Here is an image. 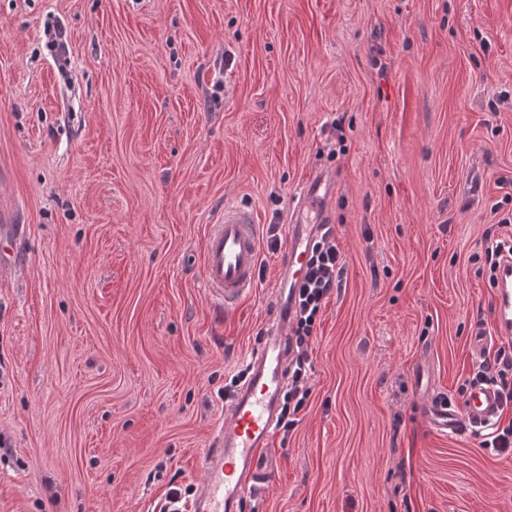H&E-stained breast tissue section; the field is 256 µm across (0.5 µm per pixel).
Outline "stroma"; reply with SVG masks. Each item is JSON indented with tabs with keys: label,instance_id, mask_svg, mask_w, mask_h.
<instances>
[{
	"label": "stroma",
	"instance_id": "1",
	"mask_svg": "<svg viewBox=\"0 0 512 512\" xmlns=\"http://www.w3.org/2000/svg\"><path fill=\"white\" fill-rule=\"evenodd\" d=\"M66 48L60 67L43 31ZM345 265L311 395L244 512H512V455L423 421L493 337L512 236V0H0V512L194 487L276 294L202 278L208 224H285L317 165ZM512 239H497L484 252V266L489 270V280L496 271L491 287L494 292V327L495 334L501 338L512 337Z\"/></svg>",
	"mask_w": 512,
	"mask_h": 512
}]
</instances>
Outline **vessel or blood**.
<instances>
[{"label":"vessel or blood","mask_w":512,"mask_h":512,"mask_svg":"<svg viewBox=\"0 0 512 512\" xmlns=\"http://www.w3.org/2000/svg\"><path fill=\"white\" fill-rule=\"evenodd\" d=\"M338 187L331 168H317L301 183L288 213L279 248L281 282L299 284L313 244L323 224L329 223ZM258 219L244 205H225L205 239L203 279L215 306L229 310L254 287L260 257ZM495 334L512 337V255L504 256L492 284ZM286 319H270L253 348L249 377L228 400L224 421L198 464L203 479L196 489L193 512H241L243 500L253 495L272 475L279 450L273 443L276 408L286 381ZM422 414L437 432L455 436L472 429H489L499 412L497 390L490 385L473 387L462 404L421 392Z\"/></svg>","instance_id":"1"}]
</instances>
